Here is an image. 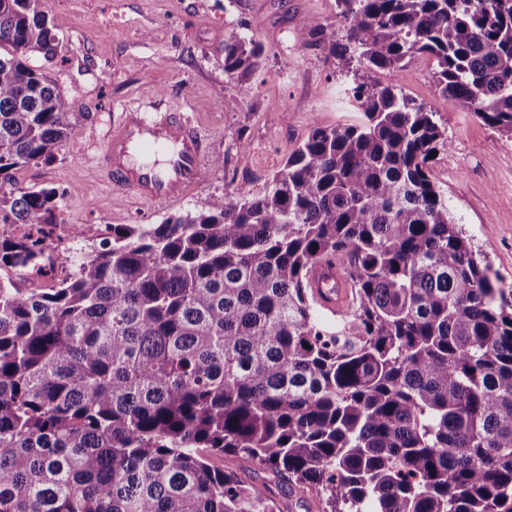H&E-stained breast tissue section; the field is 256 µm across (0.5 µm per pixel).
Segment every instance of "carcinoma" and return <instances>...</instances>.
<instances>
[{
    "label": "carcinoma",
    "mask_w": 512,
    "mask_h": 512,
    "mask_svg": "<svg viewBox=\"0 0 512 512\" xmlns=\"http://www.w3.org/2000/svg\"><path fill=\"white\" fill-rule=\"evenodd\" d=\"M337 3L359 123L315 127L257 195L113 226L51 288L0 281V512H281L221 454L331 512H512V300L430 177L436 113L373 77L427 54L449 104L512 134V0ZM59 48L45 0H0V270L41 272L65 198L14 182L77 131L27 63ZM263 55L224 43L225 108ZM328 257L334 320L311 287ZM331 265L328 277L324 276V272L328 271L329 264H323L317 269L314 275L313 287L320 302L325 307L336 310L347 302L349 290L347 283L341 276L340 268L336 263H332ZM321 295L327 300L322 298Z\"/></svg>",
    "instance_id": "1"
}]
</instances>
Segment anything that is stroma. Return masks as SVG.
<instances>
[{"mask_svg": "<svg viewBox=\"0 0 512 512\" xmlns=\"http://www.w3.org/2000/svg\"><path fill=\"white\" fill-rule=\"evenodd\" d=\"M46 7L62 48L54 60L33 54L28 63L56 80L78 129L55 162L21 168L15 179L24 191L67 192L46 241L55 264L76 268L106 227L159 224L207 209L229 190L258 192L313 127L360 120L345 97L348 67L329 54L344 32L336 0H47ZM310 16L326 32L304 46L296 32ZM236 35L260 41L265 59L245 103L230 112L224 101L238 96L239 85L224 74V43ZM433 71L428 56L416 55L375 77L437 112L449 146L432 161L431 177L497 287L510 292L512 137L449 106ZM127 107L185 112L207 134L209 176L181 201L141 204L105 184L98 165L105 133Z\"/></svg>", "mask_w": 512, "mask_h": 512, "instance_id": "1", "label": "stroma"}]
</instances>
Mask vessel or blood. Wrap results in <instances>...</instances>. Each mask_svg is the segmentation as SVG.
<instances>
[{"label": "vessel or blood", "mask_w": 512, "mask_h": 512, "mask_svg": "<svg viewBox=\"0 0 512 512\" xmlns=\"http://www.w3.org/2000/svg\"><path fill=\"white\" fill-rule=\"evenodd\" d=\"M205 159V137L186 113L151 116L130 108L110 129L99 165L113 192L164 204L182 199L199 182ZM313 287L327 308L348 300L338 266L316 271Z\"/></svg>", "instance_id": "1"}]
</instances>
